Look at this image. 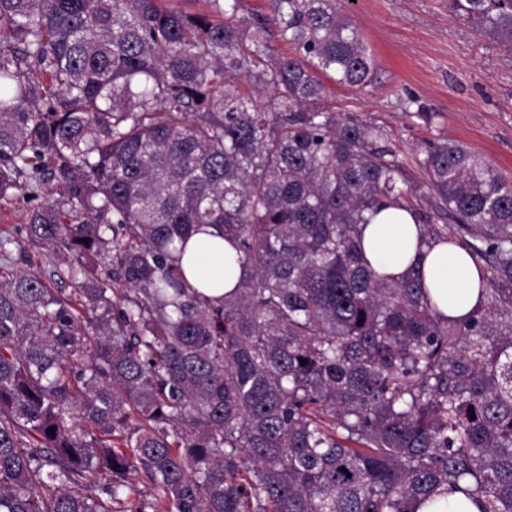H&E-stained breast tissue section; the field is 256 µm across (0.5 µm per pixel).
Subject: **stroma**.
Segmentation results:
<instances>
[{
    "label": "stroma",
    "instance_id": "obj_1",
    "mask_svg": "<svg viewBox=\"0 0 512 512\" xmlns=\"http://www.w3.org/2000/svg\"><path fill=\"white\" fill-rule=\"evenodd\" d=\"M375 57L374 79L357 89L328 84L323 100L343 116L384 126L408 182L423 183L414 161L428 142L456 141L512 177V53L448 10V0H347ZM24 204L0 210V234L12 240L0 268L27 254L34 273L70 294L62 254L30 245Z\"/></svg>",
    "mask_w": 512,
    "mask_h": 512
}]
</instances>
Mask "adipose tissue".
Masks as SVG:
<instances>
[{
  "label": "adipose tissue",
  "mask_w": 512,
  "mask_h": 512,
  "mask_svg": "<svg viewBox=\"0 0 512 512\" xmlns=\"http://www.w3.org/2000/svg\"><path fill=\"white\" fill-rule=\"evenodd\" d=\"M363 255L379 275L392 280L420 268L437 311L462 319L481 307L485 296L480 266L461 246L433 243L405 208L390 206L371 217L361 232ZM178 262L187 279L208 296L235 288L246 271L232 246L220 235L194 236Z\"/></svg>",
  "instance_id": "adipose-tissue-1"
}]
</instances>
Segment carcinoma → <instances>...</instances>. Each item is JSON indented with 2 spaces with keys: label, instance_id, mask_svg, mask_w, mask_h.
Instances as JSON below:
<instances>
[{
  "label": "carcinoma",
  "instance_id": "obj_1",
  "mask_svg": "<svg viewBox=\"0 0 512 512\" xmlns=\"http://www.w3.org/2000/svg\"><path fill=\"white\" fill-rule=\"evenodd\" d=\"M206 2L0 0V210L73 285L0 277V512H512V180L441 141L423 193L322 106L375 70L336 0ZM448 10L512 51V0ZM391 205L483 267L471 316L365 262ZM214 225L247 270L219 299L173 257ZM417 512H479V510L468 499L448 493L427 501Z\"/></svg>",
  "mask_w": 512,
  "mask_h": 512
}]
</instances>
